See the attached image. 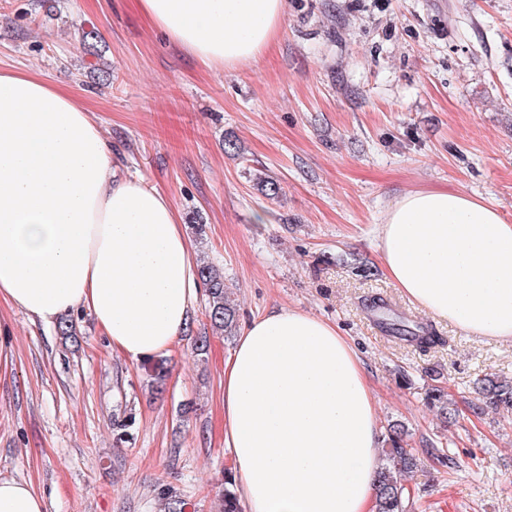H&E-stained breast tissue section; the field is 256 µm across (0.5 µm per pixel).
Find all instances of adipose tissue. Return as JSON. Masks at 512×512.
Here are the masks:
<instances>
[{"mask_svg":"<svg viewBox=\"0 0 512 512\" xmlns=\"http://www.w3.org/2000/svg\"><path fill=\"white\" fill-rule=\"evenodd\" d=\"M214 74L275 43L284 0H137ZM382 270L431 315L512 338V223L463 192L403 196L380 227ZM201 292L170 198L125 177L98 123L35 73L0 74V300L34 319L90 311L114 353L171 352ZM224 445L245 512H375L380 446L363 361L336 324L279 307L224 365ZM0 512H46L0 479Z\"/></svg>","mask_w":512,"mask_h":512,"instance_id":"obj_1","label":"adipose tissue"}]
</instances>
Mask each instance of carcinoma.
<instances>
[{
	"label": "carcinoma",
	"instance_id": "carcinoma-1",
	"mask_svg": "<svg viewBox=\"0 0 512 512\" xmlns=\"http://www.w3.org/2000/svg\"><path fill=\"white\" fill-rule=\"evenodd\" d=\"M199 277L205 287L207 305L206 317L210 327L224 336H232L238 327L237 304L231 299L232 288L224 282V276L213 266L199 267ZM379 324L393 337L420 349H429L440 342L422 325L410 326L401 320L379 318ZM479 403L472 406V412L480 414L483 407L512 410V383L487 375L477 382ZM430 405L439 407L448 414L447 392L434 385L425 392ZM406 433L402 426L390 425L388 447L383 449V459L377 472L375 512H406L410 500L407 487L398 478L399 473H411L421 465V459L407 447ZM223 512H241V505L235 490L236 481L232 474L225 475Z\"/></svg>",
	"mask_w": 512,
	"mask_h": 512
}]
</instances>
